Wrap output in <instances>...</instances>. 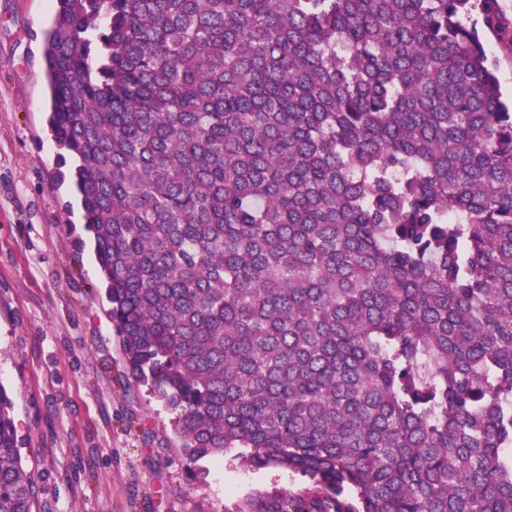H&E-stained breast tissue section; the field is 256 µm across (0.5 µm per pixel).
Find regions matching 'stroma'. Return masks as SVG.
Segmentation results:
<instances>
[{"label":"stroma","instance_id":"stroma-1","mask_svg":"<svg viewBox=\"0 0 512 512\" xmlns=\"http://www.w3.org/2000/svg\"><path fill=\"white\" fill-rule=\"evenodd\" d=\"M54 0H0V385L34 512H267L316 492L284 467L188 464L173 413L130 378L94 240L48 124Z\"/></svg>","mask_w":512,"mask_h":512}]
</instances>
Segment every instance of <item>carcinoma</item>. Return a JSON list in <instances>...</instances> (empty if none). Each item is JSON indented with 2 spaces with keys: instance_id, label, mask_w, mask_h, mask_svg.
I'll use <instances>...</instances> for the list:
<instances>
[{
  "instance_id": "1",
  "label": "carcinoma",
  "mask_w": 512,
  "mask_h": 512,
  "mask_svg": "<svg viewBox=\"0 0 512 512\" xmlns=\"http://www.w3.org/2000/svg\"><path fill=\"white\" fill-rule=\"evenodd\" d=\"M129 375L271 512H512V107L497 0H56ZM0 386V512H33ZM483 37L487 51L496 64V72L505 95L512 94V46L499 39L493 30L484 28Z\"/></svg>"
}]
</instances>
